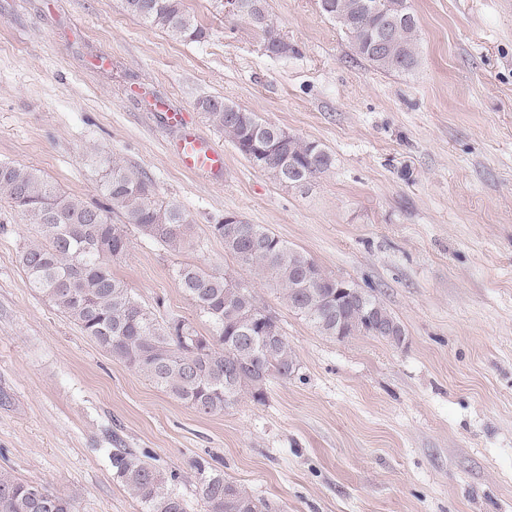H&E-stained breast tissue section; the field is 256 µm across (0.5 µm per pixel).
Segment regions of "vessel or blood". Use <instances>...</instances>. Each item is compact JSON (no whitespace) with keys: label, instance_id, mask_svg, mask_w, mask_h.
Returning a JSON list of instances; mask_svg holds the SVG:
<instances>
[{"label":"vessel or blood","instance_id":"b4317fda","mask_svg":"<svg viewBox=\"0 0 512 512\" xmlns=\"http://www.w3.org/2000/svg\"><path fill=\"white\" fill-rule=\"evenodd\" d=\"M156 111L162 112L167 127L178 130L179 136L173 151L183 168L195 173L218 172L224 168V154L197 133L186 131L185 113L167 108L159 103Z\"/></svg>","mask_w":512,"mask_h":512}]
</instances>
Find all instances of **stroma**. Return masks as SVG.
<instances>
[{"instance_id":"1","label":"stroma","mask_w":512,"mask_h":512,"mask_svg":"<svg viewBox=\"0 0 512 512\" xmlns=\"http://www.w3.org/2000/svg\"><path fill=\"white\" fill-rule=\"evenodd\" d=\"M416 66L355 54L317 0H267L285 56L222 0H185L200 43L172 39L120 0H0V162L103 202L95 153L142 172L186 210L173 253L136 230L113 273L158 318L209 323L176 284L192 264L249 279L297 369L201 414L112 357L31 288L32 225L0 203V471L76 500L77 512H141L112 478L119 448L178 474L204 512L216 468L273 512H512V0H409ZM219 97L333 164L285 187L197 107ZM164 102L224 152L213 178L183 169ZM268 228L326 272L375 295L401 344L321 335L280 290L249 277L213 224Z\"/></svg>"}]
</instances>
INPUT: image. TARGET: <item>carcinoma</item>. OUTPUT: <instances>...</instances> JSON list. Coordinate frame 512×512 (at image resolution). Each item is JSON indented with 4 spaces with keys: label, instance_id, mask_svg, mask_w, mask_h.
<instances>
[{
    "label": "carcinoma",
    "instance_id": "carcinoma-1",
    "mask_svg": "<svg viewBox=\"0 0 512 512\" xmlns=\"http://www.w3.org/2000/svg\"><path fill=\"white\" fill-rule=\"evenodd\" d=\"M122 2L128 13L175 40L200 43L206 38L183 0ZM241 2L244 9L238 16L249 21L250 5L261 4L264 41L282 42L266 0ZM323 2L322 14L336 21L356 54L372 66L403 73L416 65L417 22L407 0ZM385 21L393 26V36L380 52L373 42ZM198 108L249 162L263 150L261 168L281 185L301 186L332 165L331 154L319 144L287 134L252 112H237L222 99L205 98ZM99 168L106 204L90 206L60 191L36 169L0 162V201L36 228L37 239L21 254L31 285L113 357L200 413L222 412L244 393L264 400L268 378H288L297 361L287 339L273 341L263 335L250 286L181 264L175 280L207 318L212 335L197 333L184 320L159 321L112 274L110 262L128 251L129 225L180 252L190 243L191 222L180 206L156 198L150 180L116 158H100ZM114 212L124 223H112L109 214ZM213 233L225 252L280 289L288 305L322 335L345 339L364 333L403 341V328L378 298L342 290L344 280L262 226L225 220L213 225ZM111 463L113 478L131 492L141 512H185L173 485L145 457L119 448ZM200 494L205 512H271L269 503L219 470L201 478ZM0 512H76V503L44 485L0 472Z\"/></svg>",
    "mask_w": 512,
    "mask_h": 512
}]
</instances>
